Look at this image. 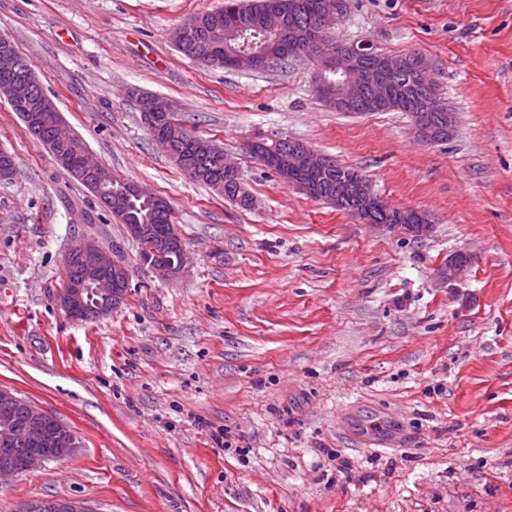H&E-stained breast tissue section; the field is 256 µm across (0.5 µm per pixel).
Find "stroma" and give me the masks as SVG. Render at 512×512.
Listing matches in <instances>:
<instances>
[{"label": "stroma", "mask_w": 512, "mask_h": 512, "mask_svg": "<svg viewBox=\"0 0 512 512\" xmlns=\"http://www.w3.org/2000/svg\"><path fill=\"white\" fill-rule=\"evenodd\" d=\"M225 0H0V36L113 174L165 198L191 260L162 282L97 198L0 100V388L57 416L76 454L0 479V512H512V0H349L336 37L434 62L455 116L422 144L401 112L335 111L312 64L207 68L171 30ZM174 102L236 160L252 209L179 171L133 93ZM303 141L390 206L412 239L281 181L245 150ZM91 239L131 269L94 321L57 295ZM464 276L445 284L450 255ZM14 512H92L85 502L74 498H32L20 501Z\"/></svg>", "instance_id": "stroma-1"}]
</instances>
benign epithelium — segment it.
Masks as SVG:
<instances>
[{"instance_id":"obj_1","label":"benign epithelium","mask_w":512,"mask_h":512,"mask_svg":"<svg viewBox=\"0 0 512 512\" xmlns=\"http://www.w3.org/2000/svg\"><path fill=\"white\" fill-rule=\"evenodd\" d=\"M342 18L341 2H326L322 18L309 34H299L301 47L293 52L295 57H305L313 64L315 86H320L324 72L332 71L344 77L349 88L342 99L349 101L357 96L361 84L376 87L379 79L371 74L354 75L352 64L356 57L374 51L368 41H357L343 45L341 51L334 47V29ZM20 54L15 45L6 37L0 38V71L15 69ZM40 87L35 68H29L26 76L14 83L0 85V99L10 105H28L37 88ZM136 103L146 124L152 125L158 118V111L175 110L167 98L158 96L136 97ZM36 109L44 115L56 119L54 135L56 139L69 147L77 146L73 142V133L68 128L56 103L46 94L36 101ZM414 127L418 140L423 144L436 143L439 139L451 136L454 123L453 115L448 122L435 124L429 109H424L414 118ZM288 164L307 169L323 168L329 164L326 156L318 154L311 146L301 142L293 145L288 152ZM386 228L411 237H420L429 233V224H388ZM162 249L170 251L160 264L150 266L156 278L163 281H175L182 278L189 267L187 249L180 241V234L169 237ZM74 255L81 262L79 276L58 293V302L66 314L78 321L98 320L112 313L125 299L131 271L129 267L115 259L100 245L92 240H81L73 247ZM471 255L455 254L448 258V280L453 281L468 269ZM0 416L4 417L8 428L0 439V448L10 449L26 445L28 449L18 458L0 459V478L19 474L41 466L47 462L64 460L73 456L77 444L73 431L58 417L44 411L35 404L15 396L11 391L0 388ZM14 512H90L85 502L74 498H32L20 501Z\"/></svg>"}]
</instances>
